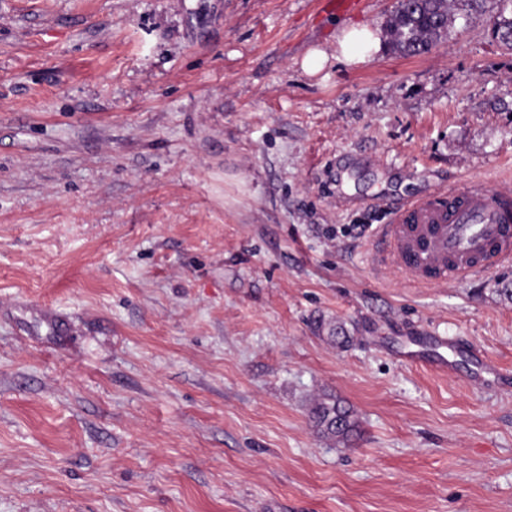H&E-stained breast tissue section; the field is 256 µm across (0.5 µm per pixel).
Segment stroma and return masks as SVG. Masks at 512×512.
<instances>
[{
  "mask_svg": "<svg viewBox=\"0 0 512 512\" xmlns=\"http://www.w3.org/2000/svg\"><path fill=\"white\" fill-rule=\"evenodd\" d=\"M395 7L0 0V512H512V264L371 252L403 200L512 182V50L461 11L336 62ZM326 393L358 435L316 433ZM380 39L375 29L365 24L342 28L336 37V61L360 64L372 58L379 50Z\"/></svg>",
  "mask_w": 512,
  "mask_h": 512,
  "instance_id": "35a3bbf8",
  "label": "stroma"
}]
</instances>
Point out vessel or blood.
<instances>
[{"label":"vessel or blood","instance_id":"vessel-or-blood-1","mask_svg":"<svg viewBox=\"0 0 512 512\" xmlns=\"http://www.w3.org/2000/svg\"><path fill=\"white\" fill-rule=\"evenodd\" d=\"M379 260L411 282L439 285L481 277L512 262V187L482 179L438 190L394 212Z\"/></svg>","mask_w":512,"mask_h":512}]
</instances>
